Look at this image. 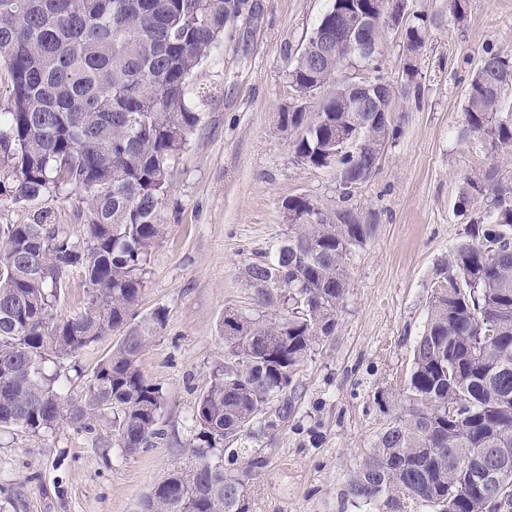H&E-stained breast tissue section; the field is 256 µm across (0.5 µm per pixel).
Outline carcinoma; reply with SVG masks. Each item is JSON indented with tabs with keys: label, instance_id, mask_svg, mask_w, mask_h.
<instances>
[{
	"label": "carcinoma",
	"instance_id": "cac0c4a2",
	"mask_svg": "<svg viewBox=\"0 0 512 512\" xmlns=\"http://www.w3.org/2000/svg\"><path fill=\"white\" fill-rule=\"evenodd\" d=\"M368 0H333L287 70L306 98L336 75L331 48ZM250 0H0V72L8 106L0 111V199L16 204L80 194L89 204L83 235L41 215L0 224V431L40 435L62 423L91 431L112 416L118 447L134 453L164 435L161 389L138 368L165 326L157 307L129 319L143 291L152 250L164 235L159 211L175 165L200 122L204 96L193 77L233 30L232 14ZM427 15L406 21L403 92L419 87L415 58L428 40ZM342 86L317 111L284 112L296 161L347 175L349 197L372 160L370 139H396L375 128L354 145H336ZM512 59L487 47L467 92L465 133L492 151L512 150ZM482 198L484 212L436 268L428 316L413 350L406 406L375 440L347 486L361 506L381 500L404 512L411 500L428 512H512V184L490 165L467 174L457 209ZM293 221L270 259L245 266L264 316L224 317V366L201 392L192 415L195 463L170 472L146 497L143 512H246L243 491L264 463L226 448L268 414L292 373L335 332L350 280L347 261L376 222L357 209H322L288 199ZM83 275L84 309L54 310L67 273ZM119 341L83 385L65 396L62 371L110 334ZM53 363L55 369L47 368ZM495 494L481 487L501 468Z\"/></svg>",
	"mask_w": 512,
	"mask_h": 512
}]
</instances>
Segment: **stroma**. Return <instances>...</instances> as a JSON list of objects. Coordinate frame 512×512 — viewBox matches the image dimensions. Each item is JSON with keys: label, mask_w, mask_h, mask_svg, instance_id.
Instances as JSON below:
<instances>
[{"label": "stroma", "mask_w": 512, "mask_h": 512, "mask_svg": "<svg viewBox=\"0 0 512 512\" xmlns=\"http://www.w3.org/2000/svg\"><path fill=\"white\" fill-rule=\"evenodd\" d=\"M257 2L256 18L226 35L198 73L207 99L161 206L167 234L134 308L139 317L167 310L138 362L163 393L164 439L122 453L108 416L89 433L67 424L41 436L0 432V512H141L171 470L192 462L191 416L224 360L220 325L229 313L255 314L244 269L287 235L283 202L305 196L330 209L345 201L335 169L298 163L279 127L281 112L300 103L288 66L330 0ZM406 10L430 20L416 61L421 94L396 99L400 133L347 200L375 215L377 227L350 257L333 336L294 371L286 416L237 442L264 456L247 482L249 512H365L347 485L402 408L436 267L464 236L456 210L462 179L493 163L512 180L511 154L461 135L483 48L512 59V0H467L461 23L448 0H407ZM42 211L78 235L88 205L76 196L2 199L0 224H25Z\"/></svg>", "instance_id": "1"}]
</instances>
